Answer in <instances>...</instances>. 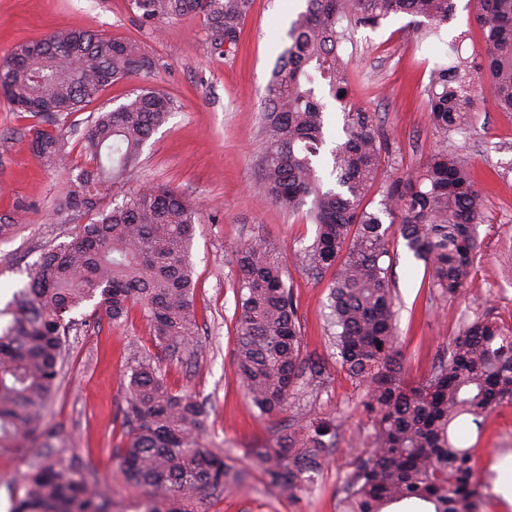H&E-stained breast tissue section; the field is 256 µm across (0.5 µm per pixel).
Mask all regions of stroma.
<instances>
[{
    "label": "stroma",
    "instance_id": "1",
    "mask_svg": "<svg viewBox=\"0 0 512 512\" xmlns=\"http://www.w3.org/2000/svg\"><path fill=\"white\" fill-rule=\"evenodd\" d=\"M455 10L440 39H425L407 15H394L375 29L361 28L342 49L352 63L350 104L373 112L392 154L386 180L417 171L435 151L448 147L472 165L484 192L477 226L479 255L463 295L451 299L435 288L429 270L392 239L384 260L395 297L399 349L407 376H426L447 351L465 321L486 315L512 324V114L499 111L490 95L476 102L472 122L442 136L426 110L432 69L442 63L448 41L462 39V54L480 59L482 29L474 0H453ZM307 0H254L237 51L211 53L203 18L164 19L141 27L129 0H0V60L19 43L61 30H91L139 43L155 69L108 87L101 97L60 120L66 148L78 152L92 115L125 103L131 90L153 88L174 109L143 147L131 187L167 184L199 212L191 248L197 331L187 359L157 347L139 308L112 321L93 304L73 311L77 329L68 336L69 355L51 399L50 424L59 432L51 445L0 448V512L23 497L21 474L48 459L83 471L112 493V512H135L145 487L126 481L121 455L128 441L125 418L132 367L145 359L160 368L176 393L203 400L201 436L219 448L247 479L242 487L214 494L196 492L188 512H340L342 485L357 451L370 447L372 425L361 402L365 389L337 362L326 322L331 273L315 276L303 252L316 236L305 212H285L255 189L262 173L264 88L288 44L287 32ZM46 124L17 111L0 91V309L28 282L27 272L50 248L73 240L91 214L67 210V172L46 167L31 150ZM277 246L285 281L297 307L303 355L327 368L328 380L288 401L277 417L260 413L235 372L239 310L233 285L239 276L236 251L254 238ZM317 418L335 421L336 446L321 487L284 498L265 485L255 452L270 448L284 424ZM474 445L475 471L487 497L481 512H512V405L487 417L482 428L466 425Z\"/></svg>",
    "mask_w": 512,
    "mask_h": 512
}]
</instances>
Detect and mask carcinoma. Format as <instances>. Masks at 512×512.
<instances>
[{"label":"carcinoma","instance_id":"carcinoma-1","mask_svg":"<svg viewBox=\"0 0 512 512\" xmlns=\"http://www.w3.org/2000/svg\"><path fill=\"white\" fill-rule=\"evenodd\" d=\"M129 4L144 28L161 19L203 18L211 51L222 55L238 48L253 0ZM452 10L453 0H307L266 87L258 190L285 211L307 209L317 224L304 261L316 275L333 271L338 363L367 393L372 446L354 457L342 512H386L404 501L425 512H480L483 484L471 466L474 448L453 438L450 427L464 416L476 425L512 405V325L488 317L466 323L426 377L404 376L383 267L389 240L399 233L407 251L430 269L434 285L461 295L477 256L482 194L467 160L445 148L390 184L376 209H367L364 201L381 180L388 144L373 113L347 104L349 61L336 50L350 30L376 28L392 15L415 17V26L436 34ZM475 18L486 42L481 62L470 65L451 41L447 64L431 72L427 109L444 135L470 122L478 90L512 113V0H477ZM155 66L132 41L56 32L17 45L0 61V89L17 109L54 123L115 82ZM323 89L344 114V137L327 156L325 107L318 98ZM173 107L159 91H132L126 103L92 119L77 159L70 158L59 131L36 132L38 158L68 173L65 208L98 219L69 244L45 252L27 286L0 309V318L10 317L0 327V448L57 438L47 407L66 336L76 326L69 314L81 305L93 301L116 321L140 306L165 351L193 341L196 209L169 186L125 188L143 145ZM116 191L123 193L122 204L102 208ZM384 216L398 220V229L383 223ZM237 264L236 373L260 412L278 415L296 388L321 382L327 369L303 357L296 305L274 246L252 240L237 252ZM204 412L202 403L173 393L150 361L131 368L122 469L128 480L149 488L140 512H186L184 503L195 492L241 483L224 452L201 441ZM334 447L336 425L310 419L287 428L276 448L257 453L256 460L268 488L291 498L318 487ZM24 485L15 512H112L109 491L76 468L34 465Z\"/></svg>","mask_w":512,"mask_h":512}]
</instances>
